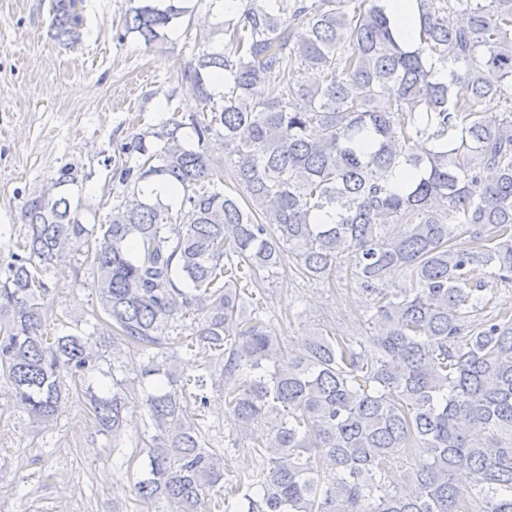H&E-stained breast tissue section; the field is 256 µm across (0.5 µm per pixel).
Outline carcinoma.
Segmentation results:
<instances>
[{"label":"carcinoma","instance_id":"1","mask_svg":"<svg viewBox=\"0 0 512 512\" xmlns=\"http://www.w3.org/2000/svg\"><path fill=\"white\" fill-rule=\"evenodd\" d=\"M138 2L124 30L147 46L191 11ZM388 5L238 0L224 50L182 72L200 111L125 143L142 163L116 167L133 188L85 259L112 346L158 350L138 385L98 394L91 338L44 331V274L93 235L67 192L78 167L23 204L27 232L0 281V380L41 423L81 396L114 452L143 392L154 428L135 483L144 504L512 512V312L485 313L490 281L512 283V0H416L412 44ZM51 12L57 38L79 44L83 0H52ZM486 99L504 111L479 109ZM213 136L227 160L207 153ZM150 181L181 190L179 209L147 194ZM285 264L308 281L349 267L373 311L358 347L327 325L274 337L251 289ZM187 317L197 327L183 344L171 330ZM183 347L220 362L225 405L270 454L235 486V506L212 502L224 455L195 423L206 376L170 365Z\"/></svg>","mask_w":512,"mask_h":512}]
</instances>
